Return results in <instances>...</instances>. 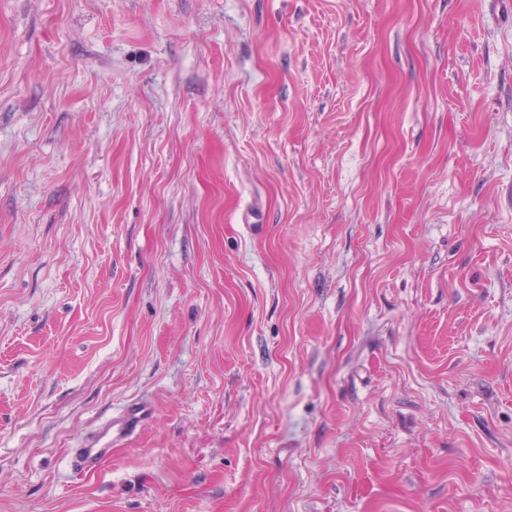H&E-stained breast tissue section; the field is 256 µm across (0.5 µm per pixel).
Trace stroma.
I'll return each instance as SVG.
<instances>
[{
  "mask_svg": "<svg viewBox=\"0 0 512 512\" xmlns=\"http://www.w3.org/2000/svg\"><path fill=\"white\" fill-rule=\"evenodd\" d=\"M0 512H512V0H0ZM126 432V425L112 418V421L104 426L92 441L81 448L75 464L84 468L96 465L103 456L109 454L112 444L122 438Z\"/></svg>",
  "mask_w": 512,
  "mask_h": 512,
  "instance_id": "1",
  "label": "stroma"
}]
</instances>
